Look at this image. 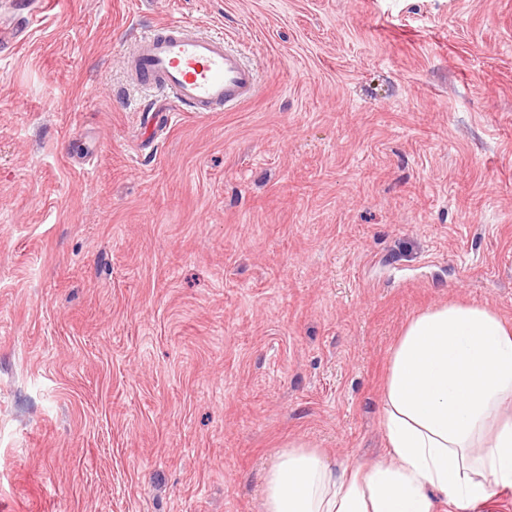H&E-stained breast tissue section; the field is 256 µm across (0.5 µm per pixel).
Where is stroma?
Instances as JSON below:
<instances>
[{
	"label": "stroma",
	"mask_w": 512,
	"mask_h": 512,
	"mask_svg": "<svg viewBox=\"0 0 512 512\" xmlns=\"http://www.w3.org/2000/svg\"><path fill=\"white\" fill-rule=\"evenodd\" d=\"M178 20L260 76L140 132ZM512 326V0H53L0 47V512H261L387 454L413 316Z\"/></svg>",
	"instance_id": "stroma-1"
}]
</instances>
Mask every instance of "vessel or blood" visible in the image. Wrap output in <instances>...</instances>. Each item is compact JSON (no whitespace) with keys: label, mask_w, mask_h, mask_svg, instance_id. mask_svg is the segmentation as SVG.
Segmentation results:
<instances>
[{"label":"vessel or blood","mask_w":512,"mask_h":512,"mask_svg":"<svg viewBox=\"0 0 512 512\" xmlns=\"http://www.w3.org/2000/svg\"><path fill=\"white\" fill-rule=\"evenodd\" d=\"M126 65L134 84L171 99L181 112L229 110L258 91L254 68L223 34L181 21L141 34Z\"/></svg>","instance_id":"1"}]
</instances>
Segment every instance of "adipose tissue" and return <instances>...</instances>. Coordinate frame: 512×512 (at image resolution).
<instances>
[{"label":"adipose tissue","mask_w":512,"mask_h":512,"mask_svg":"<svg viewBox=\"0 0 512 512\" xmlns=\"http://www.w3.org/2000/svg\"><path fill=\"white\" fill-rule=\"evenodd\" d=\"M388 454L331 469L302 444L263 481L262 512H434L512 488V327L487 305L448 303L411 318L383 383Z\"/></svg>","instance_id":"1"}]
</instances>
